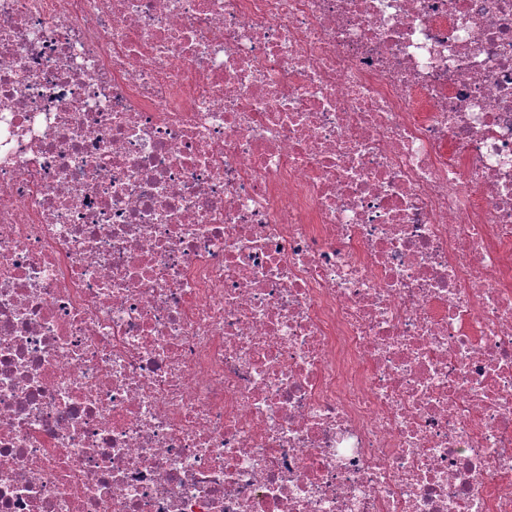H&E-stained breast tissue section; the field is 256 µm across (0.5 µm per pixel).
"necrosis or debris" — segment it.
I'll return each instance as SVG.
<instances>
[{
    "instance_id": "obj_1",
    "label": "necrosis or debris",
    "mask_w": 512,
    "mask_h": 512,
    "mask_svg": "<svg viewBox=\"0 0 512 512\" xmlns=\"http://www.w3.org/2000/svg\"><path fill=\"white\" fill-rule=\"evenodd\" d=\"M0 512H512V0H0Z\"/></svg>"
}]
</instances>
